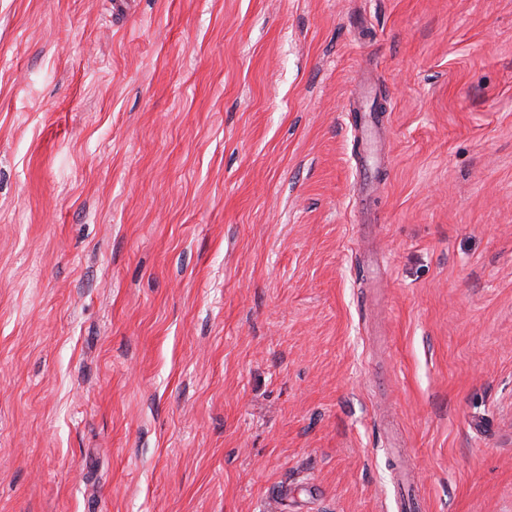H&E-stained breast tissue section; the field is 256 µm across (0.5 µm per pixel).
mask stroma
<instances>
[{"label": "stroma", "mask_w": 512, "mask_h": 512, "mask_svg": "<svg viewBox=\"0 0 512 512\" xmlns=\"http://www.w3.org/2000/svg\"><path fill=\"white\" fill-rule=\"evenodd\" d=\"M402 469L512 512V0H0V512Z\"/></svg>", "instance_id": "stroma-1"}]
</instances>
